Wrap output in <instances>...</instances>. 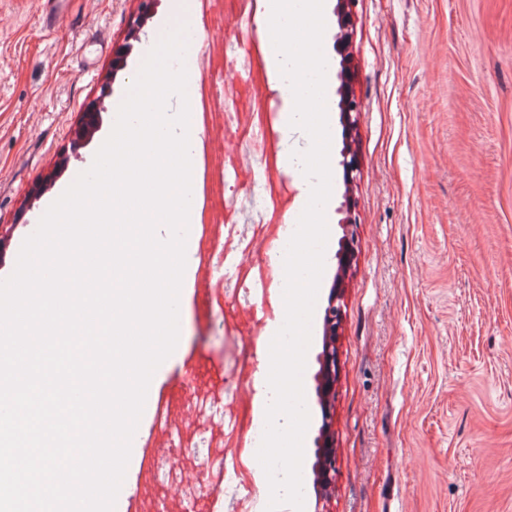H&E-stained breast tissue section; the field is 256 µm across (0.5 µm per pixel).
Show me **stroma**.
<instances>
[{
  "label": "stroma",
  "instance_id": "1",
  "mask_svg": "<svg viewBox=\"0 0 512 512\" xmlns=\"http://www.w3.org/2000/svg\"><path fill=\"white\" fill-rule=\"evenodd\" d=\"M182 2L155 0L144 15L140 0H0V280L91 167ZM325 5L332 194L303 377L304 512L316 510L325 426L328 512H512V0ZM347 216L354 252L327 420L316 374ZM204 290L182 312L183 363L156 390L185 434L199 417L180 391L184 367L255 353L265 331L244 304L226 339ZM318 447V461L316 465V487H320L324 491L323 495L318 499L326 500L328 497V490L331 489L334 481L335 474V458L332 452L331 438L327 433H324L321 438L317 440Z\"/></svg>",
  "mask_w": 512,
  "mask_h": 512
}]
</instances>
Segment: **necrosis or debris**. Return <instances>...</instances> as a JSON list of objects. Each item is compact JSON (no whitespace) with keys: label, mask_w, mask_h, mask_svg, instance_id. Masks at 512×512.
Here are the masks:
<instances>
[{"label":"necrosis or debris","mask_w":512,"mask_h":512,"mask_svg":"<svg viewBox=\"0 0 512 512\" xmlns=\"http://www.w3.org/2000/svg\"><path fill=\"white\" fill-rule=\"evenodd\" d=\"M238 24L224 42L223 58H212V67L230 60L240 78V95L225 99L212 82L198 84L195 120L209 125L214 116L224 118V133L234 140V151L255 160L257 169L229 174L226 166L207 164L202 177L215 189L213 196L224 225L240 221V197H248L252 218L246 232L233 240H211L207 248L214 256L208 273L229 278L236 289L253 299H265L269 289L279 284L280 260L287 242L277 235L286 223L287 179L278 177L282 146L276 135L281 116L272 110L254 74L271 48V36L254 23L260 0H224ZM249 113L248 123L239 120V108ZM251 362L237 358L230 367L211 371L209 385H202L201 372L186 374L184 387L194 407L206 419L197 429L198 440L170 437L167 447L142 453L134 462L139 476L149 480L155 497L176 490L184 502L213 501L233 496L245 502V512H256L258 505L254 475L260 464L256 458L264 426L252 412L233 407L234 394L249 374Z\"/></svg>","instance_id":"1"}]
</instances>
